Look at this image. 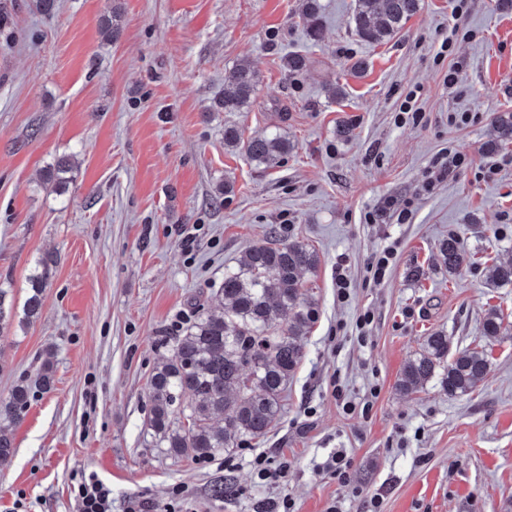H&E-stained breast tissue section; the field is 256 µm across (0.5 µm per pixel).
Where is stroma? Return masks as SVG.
I'll list each match as a JSON object with an SVG mask.
<instances>
[{"instance_id": "35a3bbf8", "label": "stroma", "mask_w": 512, "mask_h": 512, "mask_svg": "<svg viewBox=\"0 0 512 512\" xmlns=\"http://www.w3.org/2000/svg\"><path fill=\"white\" fill-rule=\"evenodd\" d=\"M321 2L314 42L300 0H55L48 13L0 0V288L14 317L37 263L50 266L40 318L0 336V401L43 363L54 375L10 431L0 512H76L89 475L111 488L114 512L130 498L165 512L178 488L188 512H269L285 495L294 512H512V285L490 283L492 265L512 263V144L496 145V120L512 113V4L466 0L459 15L456 0H422L370 45L354 32V0ZM293 52L306 66L289 75ZM243 59L259 75L249 105L210 113ZM338 86L344 97L331 96ZM410 94L422 119L396 124ZM452 112L469 123L449 124ZM228 125L247 138L280 132L293 148L258 166L225 148ZM449 150L466 166L420 191ZM63 155L77 171L59 194L44 173ZM389 198L412 199L406 222L384 211ZM272 228L319 259L303 275L315 319L282 420L230 453L172 457L147 424L164 339L212 305L225 268ZM451 235L464 253L454 274L439 253ZM492 308L505 329L486 346L484 382L456 397L435 378L399 392L424 336L475 346ZM337 448L351 462L343 480L319 469ZM261 451L287 459L285 483L255 477Z\"/></svg>"}]
</instances>
